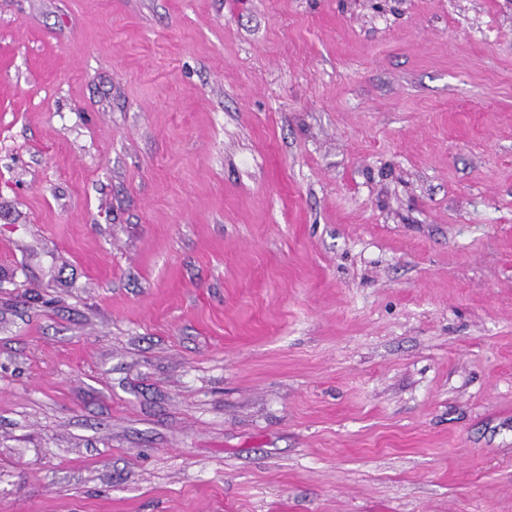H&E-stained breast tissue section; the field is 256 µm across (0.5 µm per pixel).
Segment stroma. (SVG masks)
Wrapping results in <instances>:
<instances>
[{
  "instance_id": "stroma-1",
  "label": "stroma",
  "mask_w": 512,
  "mask_h": 512,
  "mask_svg": "<svg viewBox=\"0 0 512 512\" xmlns=\"http://www.w3.org/2000/svg\"><path fill=\"white\" fill-rule=\"evenodd\" d=\"M0 512H512V0H0Z\"/></svg>"
}]
</instances>
